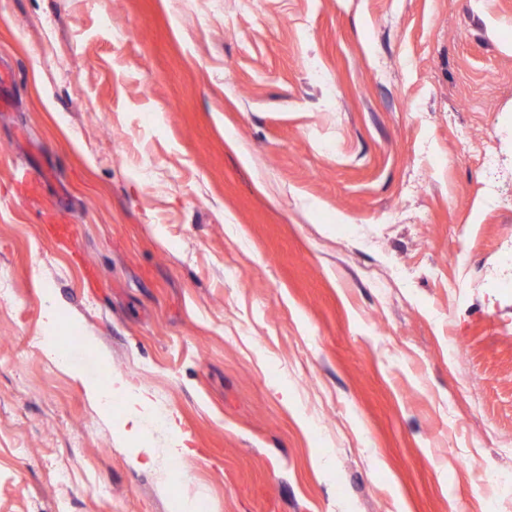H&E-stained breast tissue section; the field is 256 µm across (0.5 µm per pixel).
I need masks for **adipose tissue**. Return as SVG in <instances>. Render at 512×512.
I'll use <instances>...</instances> for the list:
<instances>
[{"label":"adipose tissue","instance_id":"adipose-tissue-1","mask_svg":"<svg viewBox=\"0 0 512 512\" xmlns=\"http://www.w3.org/2000/svg\"><path fill=\"white\" fill-rule=\"evenodd\" d=\"M87 394L96 400L105 399L107 392L123 395L126 401V416L121 423L120 432L126 439L135 441L132 449V462L137 466H149L153 463V451L145 438V428L148 422L156 417L153 400L148 392L136 389L128 381L115 376L110 380L109 391L91 381L84 384Z\"/></svg>","mask_w":512,"mask_h":512}]
</instances>
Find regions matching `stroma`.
<instances>
[{"label": "stroma", "instance_id": "stroma-1", "mask_svg": "<svg viewBox=\"0 0 512 512\" xmlns=\"http://www.w3.org/2000/svg\"><path fill=\"white\" fill-rule=\"evenodd\" d=\"M0 69V512H512V0H0ZM110 390L125 397L127 412L120 432L126 439L137 441L136 448H129L133 464L144 467L152 465L153 451L145 438V428L158 414L150 394L114 375L110 380ZM162 418L172 433L170 448L171 457L173 459H181L195 454V450L193 448H189L187 444L190 442L189 434L183 431L177 421V418L172 414L164 415Z\"/></svg>", "mask_w": 512, "mask_h": 512}]
</instances>
